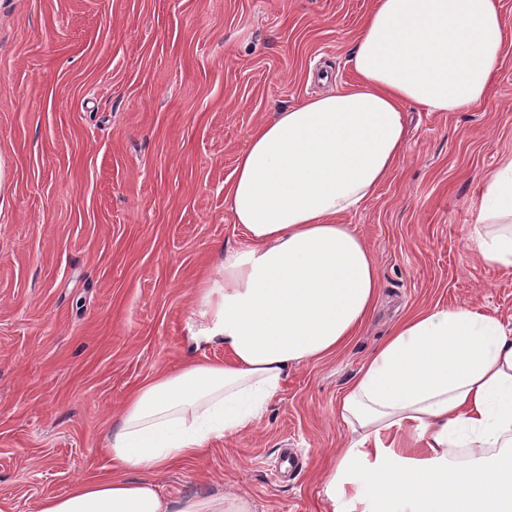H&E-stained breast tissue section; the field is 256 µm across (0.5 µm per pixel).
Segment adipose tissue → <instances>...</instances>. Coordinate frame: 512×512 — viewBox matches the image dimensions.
<instances>
[{
  "mask_svg": "<svg viewBox=\"0 0 512 512\" xmlns=\"http://www.w3.org/2000/svg\"><path fill=\"white\" fill-rule=\"evenodd\" d=\"M499 0H375L350 88L274 113L248 135L226 201L245 237L195 292L188 360L124 402L111 474L38 512H252L245 497L173 499L149 477L253 427L290 371L334 354L374 309L379 274L340 223L403 158L404 107L457 112L489 95L505 44ZM470 238L512 270V152L484 180ZM354 435L324 482L331 512H512V324L469 307L401 319L341 395Z\"/></svg>",
  "mask_w": 512,
  "mask_h": 512,
  "instance_id": "obj_1",
  "label": "adipose tissue"
}]
</instances>
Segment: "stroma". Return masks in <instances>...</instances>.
<instances>
[{"label":"stroma","instance_id":"stroma-1","mask_svg":"<svg viewBox=\"0 0 512 512\" xmlns=\"http://www.w3.org/2000/svg\"><path fill=\"white\" fill-rule=\"evenodd\" d=\"M373 0H0V512L107 474L126 397L191 356L186 324L220 247L224 201L270 112L357 80ZM400 164L343 223L379 268L377 312L295 368L255 429L153 475L172 498L245 496L252 512H327L351 440L337 401L401 316L475 306L512 321V272L469 239L480 187L512 152V46L481 103L405 107ZM302 471L277 478L281 449Z\"/></svg>","mask_w":512,"mask_h":512}]
</instances>
